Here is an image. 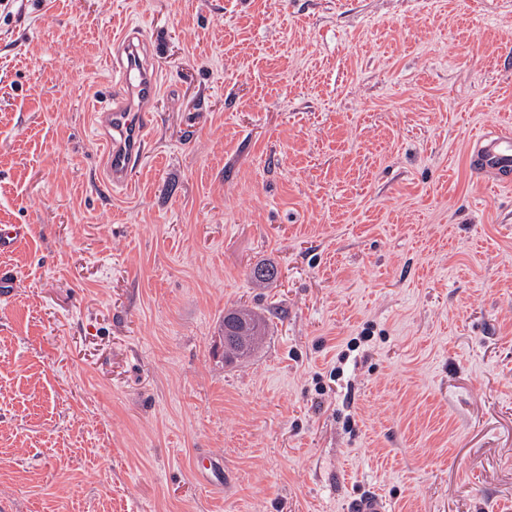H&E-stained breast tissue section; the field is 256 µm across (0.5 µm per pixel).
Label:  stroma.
<instances>
[{
	"mask_svg": "<svg viewBox=\"0 0 512 512\" xmlns=\"http://www.w3.org/2000/svg\"><path fill=\"white\" fill-rule=\"evenodd\" d=\"M127 23L161 91L113 191L91 113ZM499 125L512 0H24L0 512H512V187L469 163ZM239 305L268 331L228 364Z\"/></svg>",
	"mask_w": 512,
	"mask_h": 512,
	"instance_id": "35a3bbf8",
	"label": "stroma"
}]
</instances>
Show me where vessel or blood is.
Listing matches in <instances>:
<instances>
[{"label":"vessel or blood","instance_id":"b4317fda","mask_svg":"<svg viewBox=\"0 0 512 512\" xmlns=\"http://www.w3.org/2000/svg\"><path fill=\"white\" fill-rule=\"evenodd\" d=\"M143 40L139 28L128 27L118 39L112 62L114 91L107 105L97 110L108 129L105 180L125 186L154 127L148 106L159 91L155 68L142 57ZM477 171H493L500 186L512 185V134L492 131L481 137L470 155Z\"/></svg>","mask_w":512,"mask_h":512}]
</instances>
